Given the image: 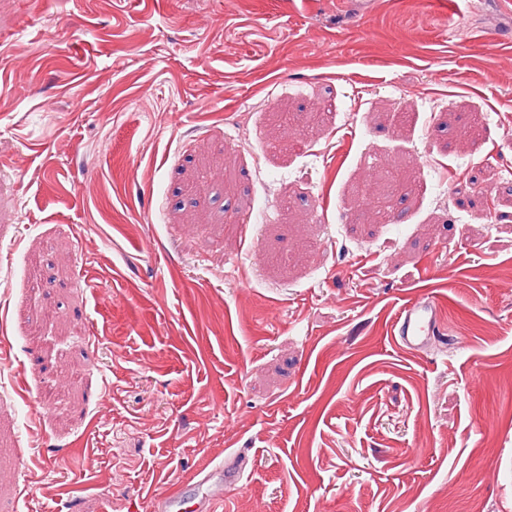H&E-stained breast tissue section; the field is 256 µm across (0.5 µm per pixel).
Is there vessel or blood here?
I'll return each mask as SVG.
<instances>
[{
  "label": "vessel or blood",
  "instance_id": "1",
  "mask_svg": "<svg viewBox=\"0 0 512 512\" xmlns=\"http://www.w3.org/2000/svg\"><path fill=\"white\" fill-rule=\"evenodd\" d=\"M438 309L431 297L405 305L395 319L394 335L409 350L428 349L438 333ZM243 470V464L235 461L208 472H198L193 488L175 487L153 497V512H219L225 489L240 481Z\"/></svg>",
  "mask_w": 512,
  "mask_h": 512
}]
</instances>
